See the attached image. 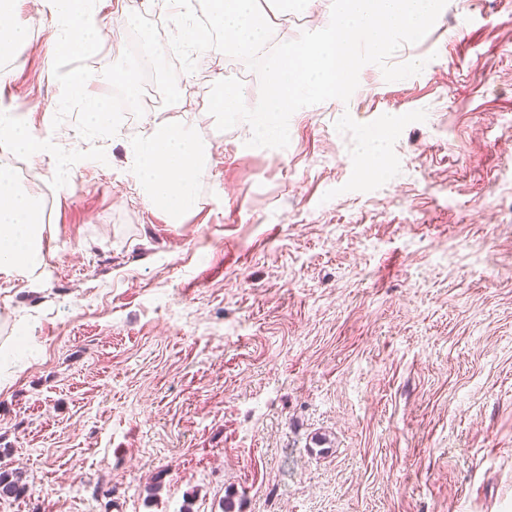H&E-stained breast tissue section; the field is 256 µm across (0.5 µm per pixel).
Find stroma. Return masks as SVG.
I'll return each mask as SVG.
<instances>
[{
	"mask_svg": "<svg viewBox=\"0 0 512 512\" xmlns=\"http://www.w3.org/2000/svg\"><path fill=\"white\" fill-rule=\"evenodd\" d=\"M97 7L91 52L4 64L0 111L56 152L0 140L46 212L41 268L0 274V472L25 487L0 512H512V0H449L391 58L419 75L364 66L284 149L207 111L226 78L257 104L244 61L184 72L156 0ZM88 99L127 108L89 130ZM187 111L217 149L175 219L127 149Z\"/></svg>",
	"mask_w": 512,
	"mask_h": 512,
	"instance_id": "obj_1",
	"label": "stroma"
}]
</instances>
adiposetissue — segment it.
<instances>
[{
	"mask_svg": "<svg viewBox=\"0 0 512 512\" xmlns=\"http://www.w3.org/2000/svg\"><path fill=\"white\" fill-rule=\"evenodd\" d=\"M96 0H58L56 31L44 43L47 55L80 54L103 39ZM196 118L185 113L179 123L152 125L129 150L134 185L144 203L182 214L198 204L197 181L210 144L195 135ZM0 132L12 150L30 159L49 151L25 124L0 113ZM44 226L39 201L20 188L10 169H0V271L35 274L44 261Z\"/></svg>",
	"mask_w": 512,
	"mask_h": 512,
	"instance_id": "obj_1",
	"label": "adipose tissue"
}]
</instances>
